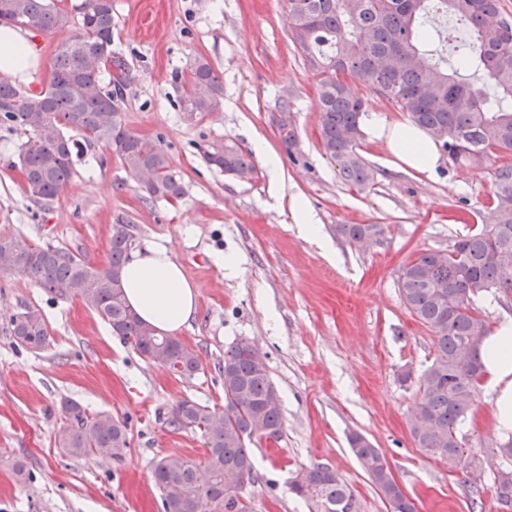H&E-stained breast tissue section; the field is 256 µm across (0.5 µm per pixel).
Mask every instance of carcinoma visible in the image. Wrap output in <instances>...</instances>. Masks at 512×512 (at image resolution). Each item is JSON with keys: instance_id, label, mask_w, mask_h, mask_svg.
I'll use <instances>...</instances> for the list:
<instances>
[{"instance_id": "obj_1", "label": "carcinoma", "mask_w": 512, "mask_h": 512, "mask_svg": "<svg viewBox=\"0 0 512 512\" xmlns=\"http://www.w3.org/2000/svg\"><path fill=\"white\" fill-rule=\"evenodd\" d=\"M293 37L302 55L319 70L322 155L339 167L341 179L367 186L374 172L359 152V118L364 98L340 75L384 97L448 151L453 162L470 166L480 155H512V17L500 0H287ZM77 17H72L71 12ZM452 15L468 31L451 44L458 67L448 69L443 51L430 48L434 19ZM75 23L71 39L55 55L47 86L28 93L0 79V127L26 135L18 161L26 196L47 202L71 181L73 150L101 144L117 154L151 198L185 195L160 138L138 134L123 116L124 92L132 82L128 67L112 56V0H81L72 11L55 0H0V24L49 33ZM110 68L108 83L102 69ZM224 89L211 65L197 59L183 84L185 112H214ZM82 141H76L73 136ZM207 164L222 171L254 175L250 156L230 143L203 148ZM490 223L463 235L447 250H426L406 263L398 277L402 303L434 335L431 364L417 377L420 393L409 419L416 447L438 458L448 471L462 469L473 485L483 474L467 453L463 425L469 420L483 376L479 353L490 332L474 313V298L512 294V163L493 175ZM380 224H338L336 234L353 243L379 240ZM132 245L130 225H112L110 261L95 269L73 253L36 245L22 235H0V273L22 272L46 292L65 297L67 287L140 355L181 377H193L196 352L174 336L161 335L128 305L122 269ZM17 343L40 351L50 345L39 310L24 307L10 318ZM224 408L192 400L179 403L168 418L176 430L200 436L203 465L164 457L153 467L161 512H249L245 486L254 481L248 445L282 429L281 398L264 358L241 340L224 350ZM67 424L59 445L74 457L120 460L129 447L125 423L100 412L89 415L76 401L64 402ZM350 449L391 512H416L412 499L393 482L386 459L359 433ZM291 492L315 512H359L357 499L333 467L313 464L290 482ZM490 490L501 512H512V477H494Z\"/></svg>"}]
</instances>
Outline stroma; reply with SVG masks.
<instances>
[{
    "label": "stroma",
    "instance_id": "stroma-1",
    "mask_svg": "<svg viewBox=\"0 0 512 512\" xmlns=\"http://www.w3.org/2000/svg\"><path fill=\"white\" fill-rule=\"evenodd\" d=\"M74 32H31L39 61L20 87L43 89L58 48ZM112 51L135 80L124 118L161 137L186 196L149 198L117 155L95 145L73 159L75 174L51 203L30 201L11 168L22 135L0 128V235L18 234L107 267L113 225H131L132 245L168 247L198 290V307L178 339L199 355L190 378L149 362L78 297H55L22 273L0 274V512H160L155 463L169 455L203 462L198 435L167 419L186 399L224 405V351L245 339L265 357L282 401L278 441L253 446L251 512H312L289 489L315 463L330 465L354 491L359 512H390L347 441L363 434L389 463L418 512H499L489 490L474 493L466 472L416 448L407 426L430 365L434 336L401 302L402 266L426 250H448L491 215L493 156L481 168L441 156L433 174L400 170L385 142L361 140L370 186L345 184L320 148L317 71L292 37L287 0H112ZM206 59L224 87L214 112L182 111L174 74ZM290 102L297 142L286 150L276 114ZM232 143L253 156L257 175L240 181L209 166L201 146ZM274 158L276 171L266 160ZM302 200L317 237L291 216ZM340 224H379V243L359 247ZM233 255L240 272L219 259ZM38 309L50 345L33 352L10 333V317ZM127 425L123 460L76 458L59 448L63 400ZM495 396L480 388L462 432L485 480L501 467ZM23 475H16V464Z\"/></svg>",
    "mask_w": 512,
    "mask_h": 512
}]
</instances>
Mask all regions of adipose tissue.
I'll use <instances>...</instances> for the list:
<instances>
[{"label":"adipose tissue","instance_id":"obj_1","mask_svg":"<svg viewBox=\"0 0 512 512\" xmlns=\"http://www.w3.org/2000/svg\"><path fill=\"white\" fill-rule=\"evenodd\" d=\"M37 63L25 32L0 26V73L26 80ZM362 133L371 140L386 139L392 154L410 169L433 173L439 146L417 125H388L375 113L360 119ZM122 280L130 307L151 327L165 334L180 331L194 314L198 291L184 275L171 250L163 245L138 249L126 262ZM482 359L487 383L495 394L497 428L512 434V318L500 321L486 336Z\"/></svg>","mask_w":512,"mask_h":512}]
</instances>
